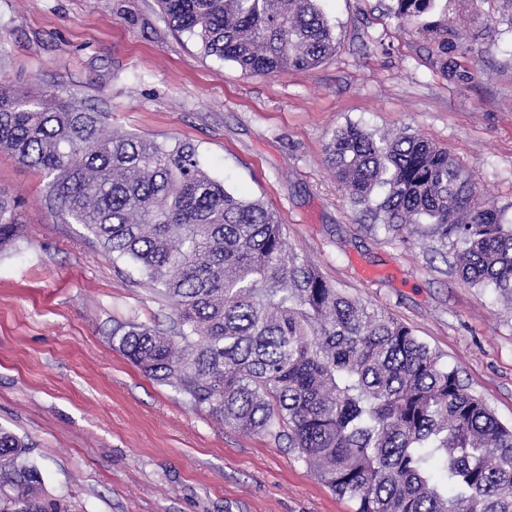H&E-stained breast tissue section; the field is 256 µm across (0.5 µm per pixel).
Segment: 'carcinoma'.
Here are the masks:
<instances>
[{
    "label": "carcinoma",
    "mask_w": 512,
    "mask_h": 512,
    "mask_svg": "<svg viewBox=\"0 0 512 512\" xmlns=\"http://www.w3.org/2000/svg\"><path fill=\"white\" fill-rule=\"evenodd\" d=\"M434 2L396 0L395 17L424 30ZM160 3L177 30L247 76L309 69L336 48L316 0ZM432 33L443 54L472 50L453 28ZM0 151L42 173L50 206L172 306L165 329L135 319L112 329L147 376L229 427L288 429L355 512H512V428L410 327L287 251L281 217L211 179L190 144L109 134L62 88L21 96L0 84ZM325 154L352 207L389 233L452 241L465 283L512 299V216L487 206L447 152L350 124ZM18 204L0 193V251L20 237ZM28 448L0 428V512H63L42 497Z\"/></svg>",
    "instance_id": "obj_1"
}]
</instances>
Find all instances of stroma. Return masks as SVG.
Masks as SVG:
<instances>
[{
	"mask_svg": "<svg viewBox=\"0 0 512 512\" xmlns=\"http://www.w3.org/2000/svg\"><path fill=\"white\" fill-rule=\"evenodd\" d=\"M335 52L308 70L246 77L174 30L158 0H0V82L64 87L107 131L190 143L234 194L274 209L291 251L388 313L455 367L512 427V302L465 284L452 247L363 221L324 148L356 124L409 132L512 209V0H435L427 19L477 53L443 69L432 33L399 26L395 0H318ZM46 179L0 152L22 238L0 252V427L24 437L45 498L68 512H354L288 446L244 433L112 345L129 318L172 308L46 200Z\"/></svg>",
	"mask_w": 512,
	"mask_h": 512,
	"instance_id": "stroma-1",
	"label": "stroma"
}]
</instances>
